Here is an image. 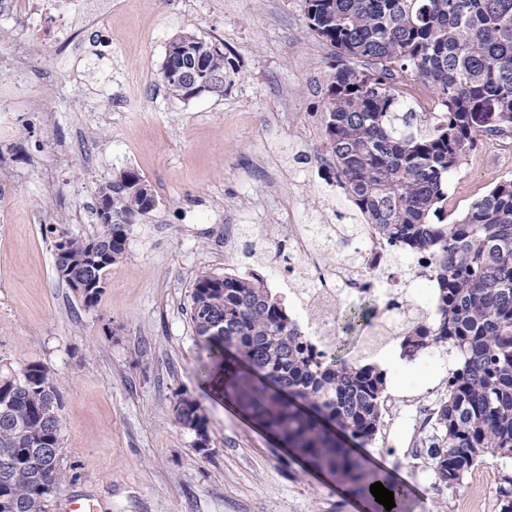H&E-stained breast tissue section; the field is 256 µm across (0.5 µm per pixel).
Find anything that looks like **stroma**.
I'll list each match as a JSON object with an SVG mask.
<instances>
[{
	"label": "stroma",
	"instance_id": "obj_1",
	"mask_svg": "<svg viewBox=\"0 0 512 512\" xmlns=\"http://www.w3.org/2000/svg\"><path fill=\"white\" fill-rule=\"evenodd\" d=\"M86 38L42 48L36 70L0 71L15 111L0 115V364L32 361L59 377L66 479L54 495L103 500L106 512H378L292 456L198 371L202 342L190 291L203 272L247 266L224 229L319 224L350 203L328 179L322 93L330 47L309 31L302 0H93ZM223 42L238 73L224 95L173 97L161 65L180 31ZM129 70L141 91L111 80ZM138 170L157 206L129 225L125 253L85 306L55 269L57 234L91 237L100 186ZM512 152L482 140L449 191L457 218L503 179ZM448 354L396 367L398 409L448 394ZM200 404L208 441L175 420L177 394ZM403 484L402 512H453L416 448L377 432L361 450Z\"/></svg>",
	"mask_w": 512,
	"mask_h": 512
}]
</instances>
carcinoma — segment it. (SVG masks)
<instances>
[{"instance_id": "1", "label": "carcinoma", "mask_w": 512, "mask_h": 512, "mask_svg": "<svg viewBox=\"0 0 512 512\" xmlns=\"http://www.w3.org/2000/svg\"><path fill=\"white\" fill-rule=\"evenodd\" d=\"M309 30L333 48L323 95L324 151L354 222L374 226L395 255L431 254L438 317L401 332L408 358L451 346L461 365L418 446L439 483L452 487L487 454L512 461V178L444 223L451 178L483 138L512 139V0H304ZM199 67L205 92L222 95L238 70L224 43L192 30L168 46L161 75L169 92L192 98L184 78ZM428 86L443 111L425 119L397 93L406 77ZM151 185L129 168L99 189L100 232L62 234L54 247L88 281L119 261L126 229L156 207ZM190 321L240 407L286 448L369 496L386 482L348 448L371 442L382 419L386 377L372 363L336 353L318 359L267 281L203 272L190 294ZM374 317L354 308L343 331ZM54 371L30 362L0 367V512H48L66 478ZM199 404L180 396L176 420L205 436Z\"/></svg>"}]
</instances>
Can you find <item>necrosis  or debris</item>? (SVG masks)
Returning <instances> with one entry per match:
<instances>
[{
    "label": "necrosis or debris",
    "instance_id": "necrosis-or-debris-1",
    "mask_svg": "<svg viewBox=\"0 0 512 512\" xmlns=\"http://www.w3.org/2000/svg\"><path fill=\"white\" fill-rule=\"evenodd\" d=\"M13 16L37 18L54 10L59 18L55 28L36 23L28 39L13 50L15 63L32 69L40 58L44 38L63 39L65 19L73 11L71 0H13ZM327 236L335 234L334 226H325ZM266 238L275 248L266 252L264 262L273 285H288V305L293 313L306 319L310 339L322 358L336 349L340 325L336 307L341 297H357L376 302L374 323L368 336L361 340L362 350L373 352L383 338L397 337L416 317L429 314V291L424 286L412 289L414 281H427L432 267L430 258L405 256L402 264H394L392 251L372 225H362L359 233L348 240L331 244L337 255L335 263L324 261L325 253L314 243L315 233L309 224H272Z\"/></svg>",
    "mask_w": 512,
    "mask_h": 512
}]
</instances>
